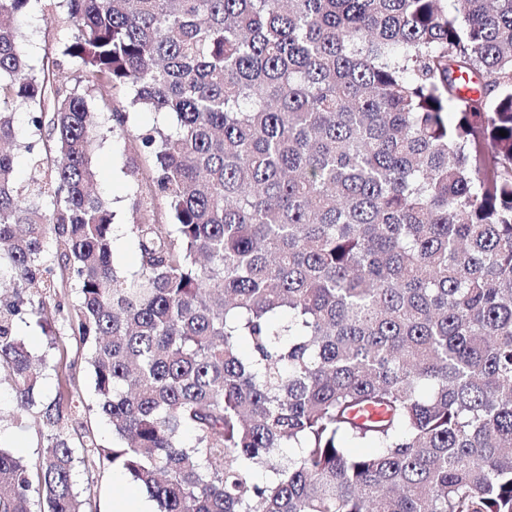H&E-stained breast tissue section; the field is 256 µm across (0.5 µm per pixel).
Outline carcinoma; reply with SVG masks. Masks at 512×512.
Returning <instances> with one entry per match:
<instances>
[{
	"label": "carcinoma",
	"mask_w": 512,
	"mask_h": 512,
	"mask_svg": "<svg viewBox=\"0 0 512 512\" xmlns=\"http://www.w3.org/2000/svg\"><path fill=\"white\" fill-rule=\"evenodd\" d=\"M32 2L0 0V369L49 433L0 448V512H83L101 460L156 512H512V0H59L75 33L37 62ZM60 55L176 116L103 102L152 163L128 277ZM49 304L110 448L38 400L16 326L56 348ZM129 112L128 124L136 132L148 130L155 126H172L176 122L174 114L131 110Z\"/></svg>",
	"instance_id": "carcinoma-1"
}]
</instances>
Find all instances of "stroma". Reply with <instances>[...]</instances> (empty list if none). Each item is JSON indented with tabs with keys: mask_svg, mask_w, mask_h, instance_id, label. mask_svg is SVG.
I'll return each mask as SVG.
<instances>
[{
	"mask_svg": "<svg viewBox=\"0 0 512 512\" xmlns=\"http://www.w3.org/2000/svg\"><path fill=\"white\" fill-rule=\"evenodd\" d=\"M18 23L23 36V47L32 58L55 52L72 36L74 27L55 0H40L30 12L20 16ZM95 187L105 199L113 215L112 262L119 276H128L139 267L137 242L130 226L137 219L134 210L137 182L131 176V167L147 169L148 164L134 142L99 130L92 154ZM56 371L44 377L39 394L49 401L58 393L77 387L74 400L77 418L92 428L103 447L112 445V428L96 412L97 396L90 366L79 353V342L69 334H62L56 349L51 350ZM14 404L9 389L0 390V446L24 458L36 459L41 451V426L34 416L23 421L13 419ZM76 480L87 500L85 512H110L119 491H131L133 482L111 465H77Z\"/></svg>",
	"mask_w": 512,
	"mask_h": 512,
	"instance_id": "1",
	"label": "stroma"
}]
</instances>
